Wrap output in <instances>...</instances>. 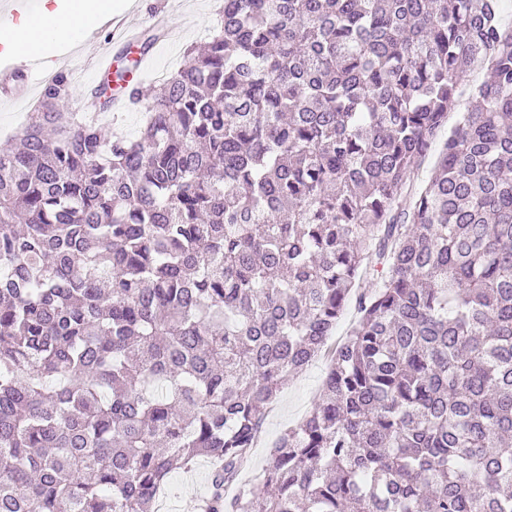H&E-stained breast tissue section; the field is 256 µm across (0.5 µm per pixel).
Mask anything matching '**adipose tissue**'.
Wrapping results in <instances>:
<instances>
[{"instance_id":"ef3b65f1","label":"adipose tissue","mask_w":512,"mask_h":512,"mask_svg":"<svg viewBox=\"0 0 512 512\" xmlns=\"http://www.w3.org/2000/svg\"><path fill=\"white\" fill-rule=\"evenodd\" d=\"M112 10V0H41L40 10L17 25L0 27V50L21 63L54 53L59 41L79 40Z\"/></svg>"}]
</instances>
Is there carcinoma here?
<instances>
[{"label":"carcinoma","instance_id":"1","mask_svg":"<svg viewBox=\"0 0 512 512\" xmlns=\"http://www.w3.org/2000/svg\"><path fill=\"white\" fill-rule=\"evenodd\" d=\"M500 11L224 0L160 89L130 90L134 137L60 111L64 73L44 85L0 143V512H150L201 457L199 512H512ZM352 303L314 408L227 496Z\"/></svg>","mask_w":512,"mask_h":512}]
</instances>
